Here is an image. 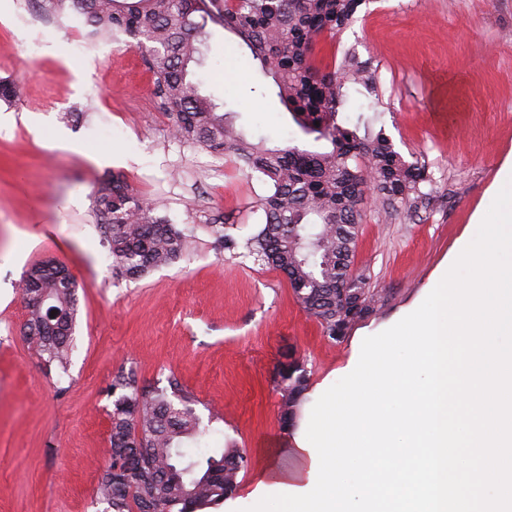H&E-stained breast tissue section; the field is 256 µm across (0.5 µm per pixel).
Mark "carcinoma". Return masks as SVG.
I'll return each instance as SVG.
<instances>
[{
  "label": "carcinoma",
  "mask_w": 512,
  "mask_h": 512,
  "mask_svg": "<svg viewBox=\"0 0 512 512\" xmlns=\"http://www.w3.org/2000/svg\"><path fill=\"white\" fill-rule=\"evenodd\" d=\"M366 0H48L57 16L75 12L102 35L119 34L146 52L179 140L202 147L243 171L259 174L268 193L259 199L265 223L249 239L252 251L288 280L300 305L332 341L370 318L384 298L354 271L353 258L366 191L392 208L410 199L425 169L396 149L384 130L364 134L338 121L346 89L375 92L366 67L353 56L327 63L326 40L347 29ZM234 32L274 83L293 120L313 136L314 150L298 145L268 149L247 139L231 112L200 93L193 66L201 62L208 22ZM158 206L140 197L121 176L101 178L92 210L103 228L116 275L137 280L168 266L188 247L187 237ZM45 260L24 277V295L46 296L27 306L22 333L46 362L67 369L78 314L77 285ZM281 424L293 425L309 388L294 355L277 368ZM112 397L111 453L95 499L103 512H203L238 486L248 465L234 444L187 458L185 440L201 434L193 393L175 376L168 385L144 386L132 369L119 368L107 386Z\"/></svg>",
  "instance_id": "carcinoma-1"
}]
</instances>
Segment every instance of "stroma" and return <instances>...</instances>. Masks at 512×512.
I'll use <instances>...</instances> for the list:
<instances>
[{
	"label": "stroma",
	"instance_id": "1",
	"mask_svg": "<svg viewBox=\"0 0 512 512\" xmlns=\"http://www.w3.org/2000/svg\"><path fill=\"white\" fill-rule=\"evenodd\" d=\"M45 47L28 51L33 28ZM77 16L32 12L28 0H0V79L20 86L0 100V257L23 246L20 262L0 260V512H99L93 492L110 454L118 368L144 385L176 376L200 416L217 411L189 444L196 455L226 443L245 449L236 499H247L260 469H297L278 415L276 366L294 351L312 382L344 366L350 339L333 343L304 311L279 272L246 246L261 228L267 185L222 155L172 137L171 117L143 53L128 43L79 55ZM201 91L237 127L271 148L306 142L246 45L208 23ZM354 54L373 72L378 96L351 92L341 120L384 129L427 174L393 210L375 196L362 205L356 272L382 291L369 327L393 317L423 290L467 231L502 161L512 153V0H366L327 49ZM71 146L57 148L56 133ZM107 152L96 164L89 153ZM122 173L160 215L191 238L171 265L129 281L91 209L97 180ZM232 225L234 246L219 232ZM53 259L78 285L79 310L67 372L24 340L21 282Z\"/></svg>",
	"mask_w": 512,
	"mask_h": 512
}]
</instances>
